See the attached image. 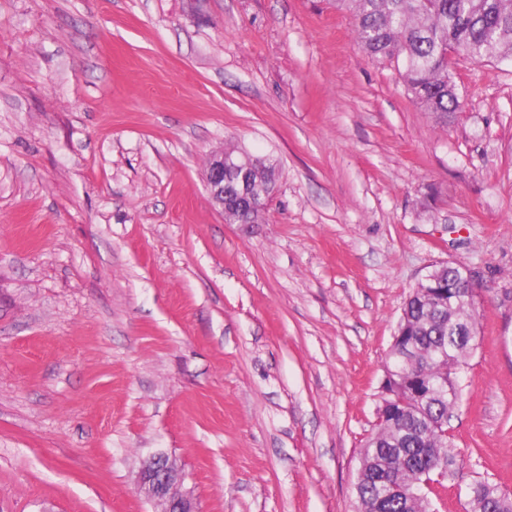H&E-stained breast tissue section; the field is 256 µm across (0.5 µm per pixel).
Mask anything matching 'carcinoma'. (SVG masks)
<instances>
[{"label":"carcinoma","instance_id":"cac0c4a2","mask_svg":"<svg viewBox=\"0 0 512 512\" xmlns=\"http://www.w3.org/2000/svg\"><path fill=\"white\" fill-rule=\"evenodd\" d=\"M336 8L352 15L357 41L368 54L402 62L413 100L439 117L459 107L453 57L475 63L512 58V0H336ZM404 313L400 327L407 335L402 346L408 354L399 356L394 346L388 364L400 368L396 388L406 413L399 431L377 435L361 451L364 480L355 487L358 512H430L444 485L421 490L410 505L384 496L375 482L378 470L385 466L421 483L433 478L439 455L450 466L456 463L444 430L458 401L457 370L474 344L448 349V308L431 307L420 290L405 301ZM431 381L441 384V390L425 409L424 386ZM467 496V512H512V495L488 480L472 483Z\"/></svg>","mask_w":512,"mask_h":512}]
</instances>
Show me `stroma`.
Masks as SVG:
<instances>
[{"mask_svg": "<svg viewBox=\"0 0 512 512\" xmlns=\"http://www.w3.org/2000/svg\"><path fill=\"white\" fill-rule=\"evenodd\" d=\"M449 118L334 0H0V512H356L403 304L478 286L439 512L512 493V60ZM272 159L230 224L211 153ZM465 268L466 267L461 263H451V267L449 268V270H447L444 273L445 288H440V289L446 293V296H445L446 300L448 299V290H450V289L455 290L457 296H460L461 300H462V304H461L460 308L465 309L469 313V318H470L469 324H470L472 322H477L474 311H473V303H470V305L472 307L471 310L468 309L466 306L467 294H468V291L470 288H448V279L451 281H457V282H461L463 280V276L465 274L464 273ZM183 478L170 458L158 453L143 461L138 483L147 499L162 506L161 512H199L195 498L181 490ZM471 508L467 512H512V495L489 480H478L468 488Z\"/></svg>", "mask_w": 512, "mask_h": 512, "instance_id": "obj_1", "label": "stroma"}]
</instances>
